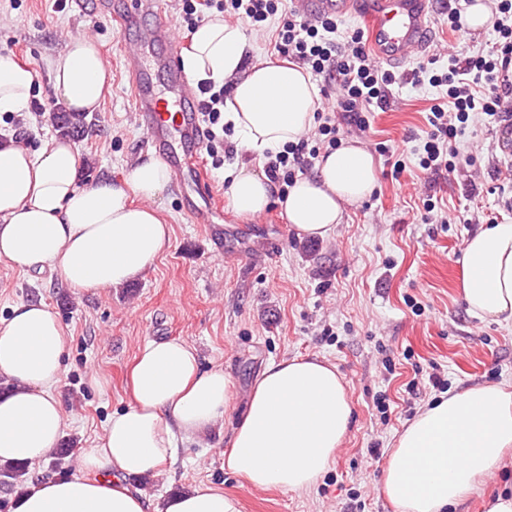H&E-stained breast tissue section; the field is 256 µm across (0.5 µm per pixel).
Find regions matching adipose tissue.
Here are the masks:
<instances>
[{
    "mask_svg": "<svg viewBox=\"0 0 512 512\" xmlns=\"http://www.w3.org/2000/svg\"><path fill=\"white\" fill-rule=\"evenodd\" d=\"M240 25L213 16L193 33L181 56L195 82L228 87L224 123L240 162L226 171L239 215L255 217L274 187L251 161L282 151L310 129L320 106L301 66L249 62ZM53 88L71 112H95L109 85L96 44L78 34L52 63ZM34 73L0 56V115L30 109ZM80 151L55 138L32 151L0 143V260L26 273L51 272L69 288L96 290L138 278L167 248L170 227L151 202L171 175L155 158L139 159L120 183L79 181ZM378 182L373 155L356 140L320 156L283 203L297 236L326 238L345 208L364 201ZM461 263L470 314L512 323V221L489 225L466 242ZM67 333L43 301L16 303L0 326V461L35 465L59 443L65 414L55 396ZM131 401L113 412L103 443L78 451L80 473L32 487L15 512H148L124 482L157 472L176 438L206 434L228 413L234 381L223 368L201 369L196 349L180 338L143 345L129 373ZM352 406L334 366L317 358L271 363L257 377L247 410L233 428L224 466L255 488L293 492L322 477L350 433ZM512 450V390L484 384L439 398L408 421L383 468V491L399 512H450ZM164 512H241L236 498L200 486L169 498Z\"/></svg>",
    "mask_w": 512,
    "mask_h": 512,
    "instance_id": "adipose-tissue-1",
    "label": "adipose tissue"
}]
</instances>
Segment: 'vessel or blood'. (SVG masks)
<instances>
[{"label": "vessel or blood", "mask_w": 512, "mask_h": 512, "mask_svg": "<svg viewBox=\"0 0 512 512\" xmlns=\"http://www.w3.org/2000/svg\"><path fill=\"white\" fill-rule=\"evenodd\" d=\"M299 13L310 18L321 16H362L369 46L380 60L391 65L424 52L429 43L426 30L431 20V0H292ZM132 9L121 16V23L132 25L143 17L152 22L145 28V42L165 46L166 52L153 63H145L136 53L126 58V68L134 89L135 108L149 135L157 156L170 168L174 188L183 191L186 183H194L196 198H185V211L201 224L216 249H223L224 236L215 228L224 212L205 188L197 147L202 129L197 121L198 99L194 87L180 71L177 59L181 43L173 25L165 16L162 0H131ZM163 70L167 76V92L150 91L151 69Z\"/></svg>", "instance_id": "1"}]
</instances>
